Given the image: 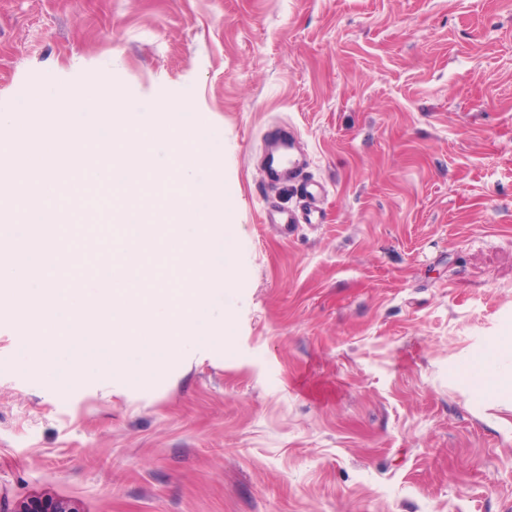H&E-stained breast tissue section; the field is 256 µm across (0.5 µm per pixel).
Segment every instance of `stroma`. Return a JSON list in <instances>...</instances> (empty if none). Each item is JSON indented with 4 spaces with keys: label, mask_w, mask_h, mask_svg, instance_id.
Instances as JSON below:
<instances>
[{
    "label": "stroma",
    "mask_w": 512,
    "mask_h": 512,
    "mask_svg": "<svg viewBox=\"0 0 512 512\" xmlns=\"http://www.w3.org/2000/svg\"><path fill=\"white\" fill-rule=\"evenodd\" d=\"M184 104L236 274L175 362L29 366L0 305V489L81 512H512V0H0V112ZM280 125L318 224L268 183ZM107 221L91 220L88 282ZM485 358V391L460 369ZM265 141L269 147L265 167L268 180L272 183L287 180L299 193L303 204L300 213L293 209L269 206L263 210V223L277 224L284 229H288V224L319 223L318 202L326 196V186L307 176L304 162L296 156L295 141L292 137L272 128L267 131Z\"/></svg>",
    "instance_id": "35a3bbf8"
}]
</instances>
